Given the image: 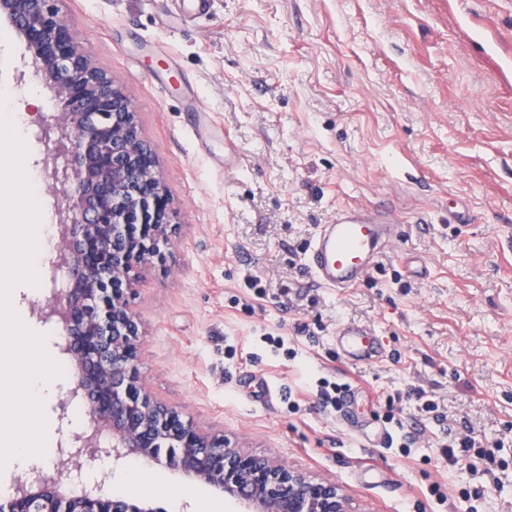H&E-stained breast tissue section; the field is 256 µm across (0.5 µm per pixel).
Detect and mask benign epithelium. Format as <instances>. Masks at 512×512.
I'll return each mask as SVG.
<instances>
[{
  "label": "benign epithelium",
  "instance_id": "1",
  "mask_svg": "<svg viewBox=\"0 0 512 512\" xmlns=\"http://www.w3.org/2000/svg\"><path fill=\"white\" fill-rule=\"evenodd\" d=\"M56 2L0 0V21L22 39L25 66L64 102L39 124L55 143L41 172L57 200L51 269L66 273L67 289L53 291L35 313L61 327L57 347L73 374L56 396L58 424L69 425L80 401L90 425L60 441L50 465L16 477L0 512H165L109 494L113 466L130 459L203 482L245 512H349L336 481L233 447L138 384V328L124 286L133 263L152 256L167 235V216L153 202L162 181L156 166L141 161L154 150L140 136L130 96L81 51ZM98 461L108 467L91 482L79 480L83 465Z\"/></svg>",
  "mask_w": 512,
  "mask_h": 512
}]
</instances>
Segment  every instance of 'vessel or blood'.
<instances>
[{"label": "vessel or blood", "mask_w": 512, "mask_h": 512, "mask_svg": "<svg viewBox=\"0 0 512 512\" xmlns=\"http://www.w3.org/2000/svg\"><path fill=\"white\" fill-rule=\"evenodd\" d=\"M398 233L389 206L343 207L319 225L306 251V266L314 285L331 290L356 287L368 280L379 256ZM385 346L371 327L342 323L336 330V353L357 364L381 358Z\"/></svg>", "instance_id": "vessel-or-blood-1"}]
</instances>
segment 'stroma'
I'll list each match as a JSON object with an SVG mask.
<instances>
[{
    "mask_svg": "<svg viewBox=\"0 0 512 512\" xmlns=\"http://www.w3.org/2000/svg\"><path fill=\"white\" fill-rule=\"evenodd\" d=\"M83 50L134 105L163 177L169 239L135 265L136 374L200 427L336 480L351 512H512V5L507 0H59ZM0 88L34 112L40 81H17L11 38ZM232 138L240 165L214 167ZM392 208L380 270L345 290L314 286L306 246L343 206ZM468 211L470 223L453 218ZM430 268L410 276L404 256ZM16 284L23 324L50 293ZM370 324L381 361L345 365L333 336ZM283 337L276 349L266 337ZM277 396L246 395L252 378ZM348 379L355 415L395 447L353 434L316 396ZM435 393L443 421L390 396ZM505 440L442 459L449 433ZM141 492L198 512L197 482L168 471Z\"/></svg>",
    "mask_w": 512,
    "mask_h": 512,
    "instance_id": "1",
    "label": "stroma"
}]
</instances>
